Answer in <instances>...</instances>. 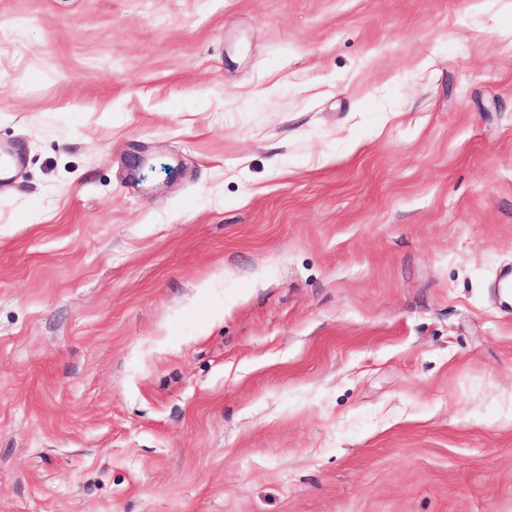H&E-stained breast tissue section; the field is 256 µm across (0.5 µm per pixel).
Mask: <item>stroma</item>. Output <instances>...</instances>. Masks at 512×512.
I'll return each instance as SVG.
<instances>
[{
  "mask_svg": "<svg viewBox=\"0 0 512 512\" xmlns=\"http://www.w3.org/2000/svg\"><path fill=\"white\" fill-rule=\"evenodd\" d=\"M0 74V512H512V0H0Z\"/></svg>",
  "mask_w": 512,
  "mask_h": 512,
  "instance_id": "stroma-1",
  "label": "stroma"
}]
</instances>
